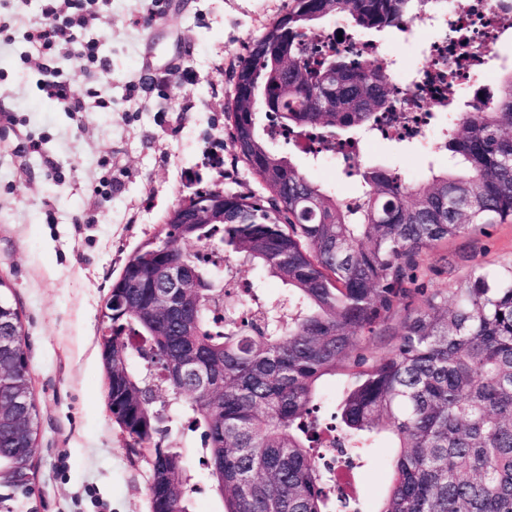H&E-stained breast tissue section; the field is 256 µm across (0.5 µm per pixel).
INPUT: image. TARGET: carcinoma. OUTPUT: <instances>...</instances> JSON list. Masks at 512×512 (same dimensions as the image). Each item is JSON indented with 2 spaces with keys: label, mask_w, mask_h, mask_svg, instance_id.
<instances>
[{
  "label": "carcinoma",
  "mask_w": 512,
  "mask_h": 512,
  "mask_svg": "<svg viewBox=\"0 0 512 512\" xmlns=\"http://www.w3.org/2000/svg\"><path fill=\"white\" fill-rule=\"evenodd\" d=\"M441 0H291L240 64L231 115L238 153L272 193V206L224 197L212 224L165 223L156 239L190 279L160 305L153 242L128 260L100 315L99 346L112 374V417L142 447L152 512H195L194 477L172 424L201 431L222 512H361L340 481L392 441L390 482L367 512H512V262L483 268L447 296L414 285L416 256L442 241L512 222V71L494 97L448 125V167L411 186L395 171L359 166L350 205L274 147L261 117L317 130L353 148L392 101L389 76L336 55V91L307 37L344 18L357 34L401 29ZM224 253L212 285L207 252ZM284 288L276 311L249 285V308L227 287L236 262ZM0 279V512H37L39 408L20 312ZM409 306L387 350L376 331ZM344 377L330 415L320 385Z\"/></svg>",
  "instance_id": "carcinoma-1"
}]
</instances>
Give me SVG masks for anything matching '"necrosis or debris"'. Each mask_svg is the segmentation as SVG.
Returning <instances> with one entry per match:
<instances>
[{
    "label": "necrosis or debris",
    "instance_id": "1",
    "mask_svg": "<svg viewBox=\"0 0 512 512\" xmlns=\"http://www.w3.org/2000/svg\"><path fill=\"white\" fill-rule=\"evenodd\" d=\"M512 13V0H448L447 16L431 12L420 19L427 32L422 38L423 61L411 72L401 71L395 57L379 43L357 40L344 21L315 31L310 41L323 53L347 52L360 63L377 64L389 73L393 108L361 139L355 149H340L325 141L322 157L335 160L338 169H354L367 147L380 139L426 143L440 149L444 142L432 138L435 108H447L449 100L465 97L475 72L490 71V62L508 30L504 15ZM447 24L444 37H435L440 24Z\"/></svg>",
    "mask_w": 512,
    "mask_h": 512
}]
</instances>
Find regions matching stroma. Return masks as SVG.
<instances>
[{
  "label": "stroma",
  "mask_w": 512,
  "mask_h": 512,
  "mask_svg": "<svg viewBox=\"0 0 512 512\" xmlns=\"http://www.w3.org/2000/svg\"><path fill=\"white\" fill-rule=\"evenodd\" d=\"M287 11L288 0H105L85 33L99 40L106 70L55 61L86 99V111L71 114L39 87L43 59L19 61L41 0H10L13 39L0 40V278L21 311L40 409L39 512H151L147 466L108 406L100 312L130 256L185 196L219 188L270 202L234 146L228 113L249 45ZM101 99L111 110L97 108ZM26 139L40 151L18 152ZM105 160L107 197L95 191ZM363 163L411 183L448 165L388 140ZM417 261L428 288L451 292L471 270L512 261V223L423 250ZM182 444L200 486L195 512H221L199 433L185 432ZM388 457L371 449L354 476L366 503L388 485Z\"/></svg>",
  "instance_id": "1"
}]
</instances>
